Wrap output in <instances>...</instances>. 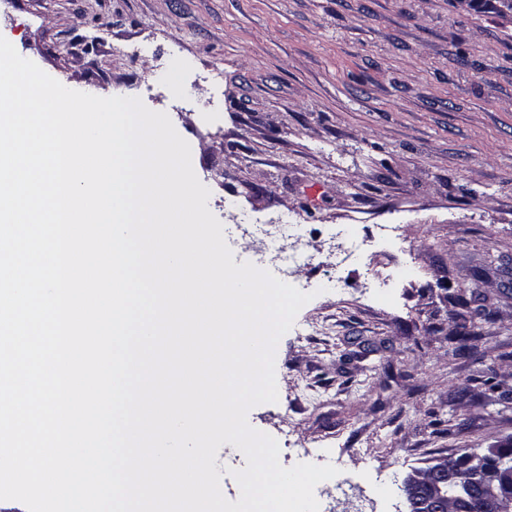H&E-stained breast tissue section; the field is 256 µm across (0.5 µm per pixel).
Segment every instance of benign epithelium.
<instances>
[{"mask_svg":"<svg viewBox=\"0 0 512 512\" xmlns=\"http://www.w3.org/2000/svg\"><path fill=\"white\" fill-rule=\"evenodd\" d=\"M480 487L479 512H512V463L500 458V449L443 457L414 471L404 481L408 512H448V488L465 499L472 486Z\"/></svg>","mask_w":512,"mask_h":512,"instance_id":"benign-epithelium-1","label":"benign epithelium"}]
</instances>
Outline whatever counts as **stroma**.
I'll return each mask as SVG.
<instances>
[{
	"mask_svg": "<svg viewBox=\"0 0 512 512\" xmlns=\"http://www.w3.org/2000/svg\"><path fill=\"white\" fill-rule=\"evenodd\" d=\"M504 0H0L65 87L137 97L191 147L235 264L301 225L310 301L249 424L328 448L320 512H407L402 483L512 440V10ZM476 293L477 354L450 340Z\"/></svg>",
	"mask_w": 512,
	"mask_h": 512,
	"instance_id": "35a3bbf8",
	"label": "stroma"
}]
</instances>
